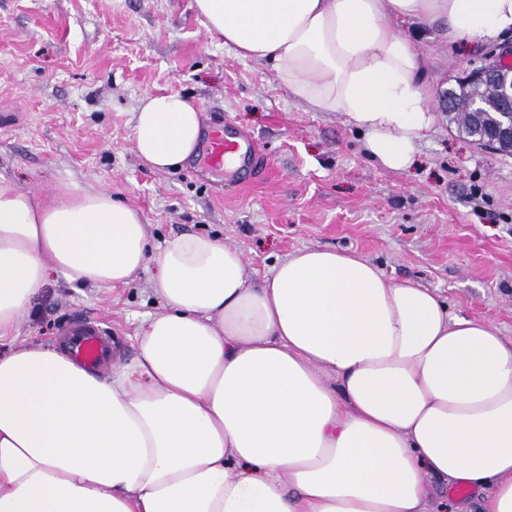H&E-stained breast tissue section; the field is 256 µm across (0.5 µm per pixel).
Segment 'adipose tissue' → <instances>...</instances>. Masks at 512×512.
Wrapping results in <instances>:
<instances>
[{
  "label": "adipose tissue",
  "instance_id": "adipose-tissue-1",
  "mask_svg": "<svg viewBox=\"0 0 512 512\" xmlns=\"http://www.w3.org/2000/svg\"><path fill=\"white\" fill-rule=\"evenodd\" d=\"M206 36L272 64L296 101L409 169L436 123L426 55L512 37V0H193ZM201 110L142 100L133 147L156 170L195 154ZM154 267L166 302L119 373L53 347L0 354V512H428L427 477L512 512V341L349 251L303 247L258 284L207 234L152 245L111 190L52 199L0 178V343L50 273L95 288Z\"/></svg>",
  "mask_w": 512,
  "mask_h": 512
}]
</instances>
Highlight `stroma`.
Segmentation results:
<instances>
[{
	"label": "stroma",
	"instance_id": "35a3bbf8",
	"mask_svg": "<svg viewBox=\"0 0 512 512\" xmlns=\"http://www.w3.org/2000/svg\"><path fill=\"white\" fill-rule=\"evenodd\" d=\"M193 0H0V177L52 198L59 183L111 188L143 216L153 242L203 233L239 248L249 283L305 246L356 252L386 277L434 290L458 314L512 339V155L476 145L448 119L463 72L499 48H449L443 31L406 26L419 49L438 120L414 165L385 169L333 112H312L270 63L211 43ZM198 102L202 126L229 122L254 138L263 164L247 181L213 170L205 147L176 170L136 157L132 115L149 95ZM162 299L149 273L89 288L51 277L15 344L55 346L61 325L96 316L112 327L113 369L137 352L142 321ZM432 512H480L471 489L428 481Z\"/></svg>",
	"mask_w": 512,
	"mask_h": 512
}]
</instances>
